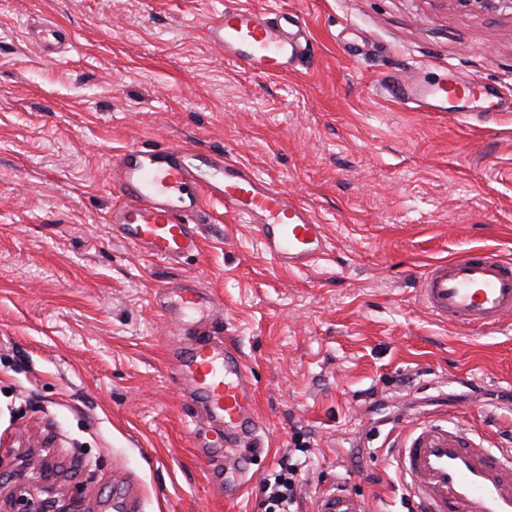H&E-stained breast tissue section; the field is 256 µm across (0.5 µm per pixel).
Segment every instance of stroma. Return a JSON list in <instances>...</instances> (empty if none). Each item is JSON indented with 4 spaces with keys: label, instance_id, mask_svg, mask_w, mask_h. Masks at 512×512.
<instances>
[{
    "label": "stroma",
    "instance_id": "stroma-1",
    "mask_svg": "<svg viewBox=\"0 0 512 512\" xmlns=\"http://www.w3.org/2000/svg\"><path fill=\"white\" fill-rule=\"evenodd\" d=\"M227 6L297 16L283 76L225 61L203 28ZM70 42L43 56L34 20ZM453 74L476 94L406 108L391 82ZM187 144L249 164L322 220L327 255L285 271L219 203L196 255L114 237L113 155ZM486 249L512 260V11L455 0H0V497L50 463L85 512H263L261 481L306 442L300 512L345 485L403 512L395 448L446 415L512 448V325L434 318L419 282ZM192 280L238 349L263 425L250 480L224 497L223 450L166 370L177 323L154 304Z\"/></svg>",
    "mask_w": 512,
    "mask_h": 512
}]
</instances>
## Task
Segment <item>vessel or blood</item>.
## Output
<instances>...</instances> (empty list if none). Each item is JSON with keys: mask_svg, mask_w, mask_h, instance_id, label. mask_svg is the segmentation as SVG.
<instances>
[{"mask_svg": "<svg viewBox=\"0 0 512 512\" xmlns=\"http://www.w3.org/2000/svg\"><path fill=\"white\" fill-rule=\"evenodd\" d=\"M225 61L259 76L290 71L301 57L300 33L280 19L244 7H228L204 24ZM68 30L39 24L34 39L43 53L69 41ZM400 104L443 111L444 84L396 82L388 89ZM112 181L124 201L113 208V232L163 260L198 252V221L204 201L219 202L226 215L253 225L267 259L291 271L327 254L325 227L305 205L270 186L245 163L183 146H132L112 162ZM423 305L439 320L467 329H492L512 320V262L494 252L467 253L433 264L419 288ZM178 307L199 313L205 331L217 301L193 285L180 289ZM192 399L222 431L225 454L260 428L253 389L241 354L226 343L203 340L174 348L166 365ZM401 476L422 512H512V450L481 447L462 421L447 419L414 427L397 450ZM315 512H370L348 488L322 495Z\"/></svg>", "mask_w": 512, "mask_h": 512, "instance_id": "b4317fda", "label": "vessel or blood"}]
</instances>
